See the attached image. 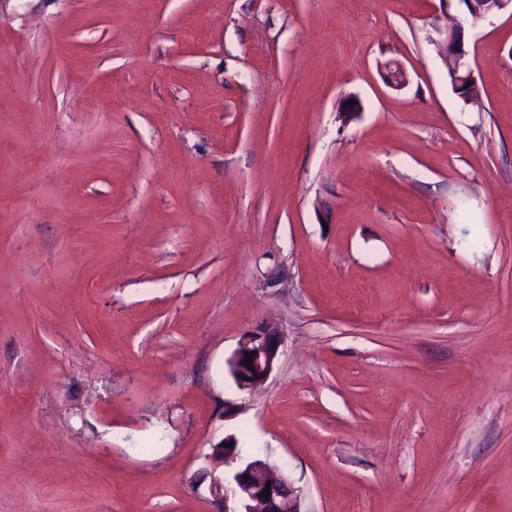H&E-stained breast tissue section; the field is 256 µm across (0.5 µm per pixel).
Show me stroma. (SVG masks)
Here are the masks:
<instances>
[{
  "label": "stroma",
  "mask_w": 512,
  "mask_h": 512,
  "mask_svg": "<svg viewBox=\"0 0 512 512\" xmlns=\"http://www.w3.org/2000/svg\"><path fill=\"white\" fill-rule=\"evenodd\" d=\"M230 436L304 512H512L511 11L0 0V512H218ZM442 56L447 66L449 64L453 70L456 68L454 72L455 76L460 75L464 82L477 85L472 71L465 62L466 50L464 48V31L459 25L448 28ZM454 75L452 70L448 67V81L453 91ZM281 336L278 330L264 325H257L241 335L238 348L229 360L231 374L238 385L253 387L269 378L278 361ZM247 354L252 356L254 371L243 364Z\"/></svg>",
  "instance_id": "obj_1"
}]
</instances>
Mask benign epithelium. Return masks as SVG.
<instances>
[{
	"mask_svg": "<svg viewBox=\"0 0 512 512\" xmlns=\"http://www.w3.org/2000/svg\"><path fill=\"white\" fill-rule=\"evenodd\" d=\"M442 56L445 64L455 69L454 75L466 83L475 82L465 62L464 31L456 25L448 28ZM282 333L272 327L257 325L245 331L238 348L229 360L231 374L238 385L253 387L266 381L279 357ZM252 356V368L243 361ZM213 460L232 468L226 476H212L210 491L224 502V512H302L299 490L279 466L265 459L259 463L237 464L233 448L220 446L213 450ZM270 489V497L263 496Z\"/></svg>",
	"mask_w": 512,
	"mask_h": 512,
	"instance_id": "7a95c632",
	"label": "benign epithelium"
}]
</instances>
